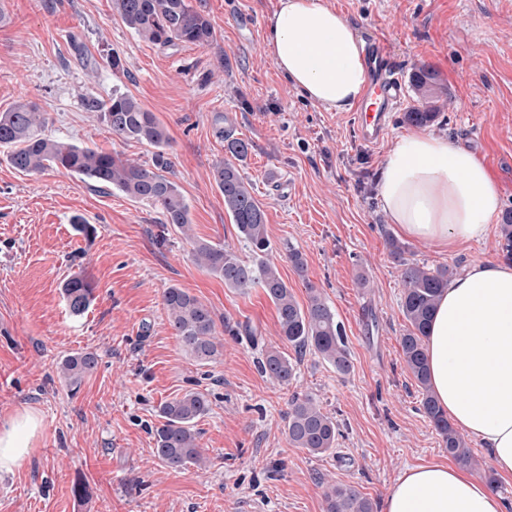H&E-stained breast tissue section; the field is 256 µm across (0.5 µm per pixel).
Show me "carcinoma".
<instances>
[{
	"mask_svg": "<svg viewBox=\"0 0 512 512\" xmlns=\"http://www.w3.org/2000/svg\"><path fill=\"white\" fill-rule=\"evenodd\" d=\"M113 8L126 27L159 48L167 49L180 43L204 47L214 37L210 20L187 0H113ZM413 82L421 93L420 102L405 113V118L414 125H428L437 117L435 75L421 69L414 75ZM83 105L89 112L100 113L113 137L156 148L151 166L45 136L43 128L47 117L29 101L18 102L0 112V146L9 148V165L24 174L56 168L99 188L117 189L130 198L150 203L166 223L188 233L189 206L176 182L165 175L171 167L164 152L168 136L154 113L134 96L117 91L107 101L89 95ZM216 136L224 140L225 150L231 157L239 159L248 153V143L231 137L224 128H218ZM212 177L224 195L225 209L241 237L250 245L255 262L247 264L232 248L201 240L194 242V261L224 280L230 288L260 286L275 306L282 341L298 355L312 350L336 371L348 372L351 364L341 325L320 291L308 286V303L300 304L277 269L265 260L271 241L264 210L252 195L250 185L230 161L217 163ZM389 247L391 254L399 259L404 285L401 309L408 328L401 337L402 357L421 388L423 411L441 437L448 456L464 466L475 465L477 460L469 442L448 420L431 391L424 345L436 304L448 288L451 272L446 267L432 270L404 260L405 249L393 238L389 240ZM64 294L74 314L87 311L93 300L92 285L83 278L69 279L64 284ZM163 305L169 326L197 363L205 365L220 355L213 313L207 305L176 286L166 289ZM97 366L95 354L76 353L62 360L59 373L73 391ZM260 370L279 383L288 384L295 376L296 362L278 350H268ZM209 411L210 401L199 391H188L159 406L161 422L153 435L156 454L166 467L178 471L191 464L204 463L195 422ZM286 434L293 447L322 455L336 448L339 430L336 420L322 411L317 398L304 394L293 397L289 403ZM325 512H374V505L354 489L336 486L325 494Z\"/></svg>",
	"mask_w": 512,
	"mask_h": 512,
	"instance_id": "obj_1",
	"label": "carcinoma"
}]
</instances>
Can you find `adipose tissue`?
<instances>
[{"label":"adipose tissue","mask_w":512,"mask_h":512,"mask_svg":"<svg viewBox=\"0 0 512 512\" xmlns=\"http://www.w3.org/2000/svg\"><path fill=\"white\" fill-rule=\"evenodd\" d=\"M268 47L293 87L326 110L349 111L370 85L364 45L328 0H281ZM378 197L409 238L452 254L487 235L501 199L474 153L426 131L399 136L386 154ZM434 395L460 431L478 438L512 477V262H476L449 282L426 338ZM40 427L29 411L0 423V471L30 452ZM383 512H504L501 499L457 466L405 470Z\"/></svg>","instance_id":"1"}]
</instances>
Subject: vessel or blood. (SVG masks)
<instances>
[{"label": "vessel or blood", "mask_w": 512, "mask_h": 512, "mask_svg": "<svg viewBox=\"0 0 512 512\" xmlns=\"http://www.w3.org/2000/svg\"><path fill=\"white\" fill-rule=\"evenodd\" d=\"M364 51L373 79L357 111V132L364 142L375 144L388 132L389 116L402 105L406 88L383 42L366 41Z\"/></svg>", "instance_id": "1"}]
</instances>
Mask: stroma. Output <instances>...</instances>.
I'll list each match as a JSON object with an SVG mask.
<instances>
[{
  "instance_id": "1",
  "label": "stroma",
  "mask_w": 512,
  "mask_h": 512,
  "mask_svg": "<svg viewBox=\"0 0 512 512\" xmlns=\"http://www.w3.org/2000/svg\"><path fill=\"white\" fill-rule=\"evenodd\" d=\"M188 2L214 27L207 46L157 48L122 23L112 0H0V112L34 102L49 114L47 136L148 165L153 147L113 138L82 105L90 94L133 95L167 130L170 177L192 224L183 235L149 203L63 171L19 173L0 148V422L25 410L41 420L30 454L0 471V512H325L333 485L378 507L404 470L446 455L402 359L408 323L389 242L400 239L405 260L458 275L505 259L500 221L444 254L401 237L376 186L383 157L412 129L410 82L426 68L447 90L430 132L476 154L502 208H512V0H329L358 35L389 45L409 85L374 146L359 141L354 112L325 110L277 69L267 36L281 0ZM111 52L123 70L108 67ZM219 125L249 144L237 167L265 211L269 261L298 302L306 283L323 293L344 329L348 373L310 352L289 384L264 376L265 350L281 344L274 305L262 288L227 287L193 262L195 239L255 260L212 177L228 157ZM80 218L93 236L77 231ZM77 275L94 287L80 316L62 292ZM171 286L213 311L215 362L199 365L174 336L162 303ZM244 324L255 336L239 333ZM81 352L95 353L98 366L73 393L58 365ZM191 390L211 401L195 424L206 463L174 471L156 456L151 431L159 405ZM306 393L339 425L334 453L288 442L289 402Z\"/></svg>"
}]
</instances>
